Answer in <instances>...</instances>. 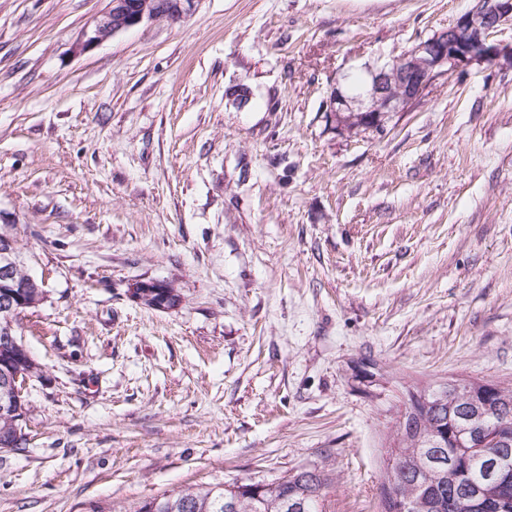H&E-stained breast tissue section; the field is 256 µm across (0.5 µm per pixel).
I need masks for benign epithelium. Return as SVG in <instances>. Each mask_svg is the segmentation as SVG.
Masks as SVG:
<instances>
[{
  "label": "benign epithelium",
  "mask_w": 512,
  "mask_h": 512,
  "mask_svg": "<svg viewBox=\"0 0 512 512\" xmlns=\"http://www.w3.org/2000/svg\"><path fill=\"white\" fill-rule=\"evenodd\" d=\"M198 0H109L107 9L88 25L73 44L75 53L98 46L145 20L177 21L191 14ZM512 22V0H476L455 25L418 42L414 48L384 67L366 69L363 93L348 97L336 90L330 101L336 129L356 133L383 125L394 113L406 111L437 80L472 61L512 64V45L490 42L492 32ZM20 255L14 237L0 233V414L12 418L15 437L24 436L26 416L23 387L31 373L24 369L27 354L14 319L45 299L42 286L31 276L18 275ZM171 285L139 280L128 292L157 310H168L163 300Z\"/></svg>",
  "instance_id": "1"
}]
</instances>
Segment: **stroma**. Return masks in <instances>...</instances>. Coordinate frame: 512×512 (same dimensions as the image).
<instances>
[{"label": "stroma", "mask_w": 512, "mask_h": 512, "mask_svg": "<svg viewBox=\"0 0 512 512\" xmlns=\"http://www.w3.org/2000/svg\"><path fill=\"white\" fill-rule=\"evenodd\" d=\"M473 5L199 0L76 54L108 0H0V225L46 290L0 512L301 469L322 512H380L410 392L512 384V66L376 130L326 118ZM142 279L180 305L132 298ZM170 288L173 287L163 281L139 280L130 285L128 292L131 297L149 307L157 310L168 311L174 309L177 306L176 305L173 307L176 302L173 297L168 301V306L173 308L170 309L165 306L166 298L176 293L175 291L171 293ZM157 293H160V296L153 298ZM160 301H162V303H159Z\"/></svg>", "instance_id": "stroma-1"}]
</instances>
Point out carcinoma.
<instances>
[{
  "label": "carcinoma",
  "instance_id": "carcinoma-1",
  "mask_svg": "<svg viewBox=\"0 0 512 512\" xmlns=\"http://www.w3.org/2000/svg\"><path fill=\"white\" fill-rule=\"evenodd\" d=\"M408 406L387 448L390 467L381 483L382 512H512V385L470 382L461 392L448 382L421 392ZM509 426L507 443L482 447L480 430ZM198 487L145 501L138 512H321L324 481L302 470L276 480Z\"/></svg>",
  "mask_w": 512,
  "mask_h": 512
}]
</instances>
